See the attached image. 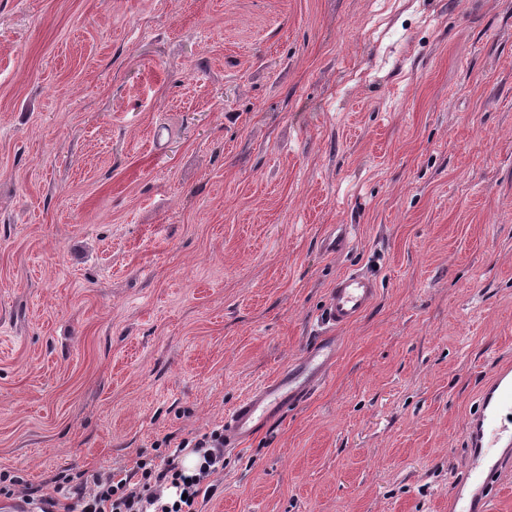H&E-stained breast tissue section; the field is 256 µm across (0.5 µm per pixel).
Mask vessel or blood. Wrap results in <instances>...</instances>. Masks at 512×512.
Listing matches in <instances>:
<instances>
[{
  "instance_id": "vessel-or-blood-1",
  "label": "vessel or blood",
  "mask_w": 512,
  "mask_h": 512,
  "mask_svg": "<svg viewBox=\"0 0 512 512\" xmlns=\"http://www.w3.org/2000/svg\"><path fill=\"white\" fill-rule=\"evenodd\" d=\"M377 296L375 280L363 272L338 277L322 320L345 327L358 319ZM333 356L330 343L317 344L296 369L287 370L240 400L224 417V445L238 447L262 424L296 403L321 378ZM467 465L453 487V512H489L498 474L512 466V372L501 371L480 393L466 429Z\"/></svg>"
}]
</instances>
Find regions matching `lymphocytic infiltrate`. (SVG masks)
<instances>
[{
  "label": "lymphocytic infiltrate",
  "mask_w": 512,
  "mask_h": 512,
  "mask_svg": "<svg viewBox=\"0 0 512 512\" xmlns=\"http://www.w3.org/2000/svg\"><path fill=\"white\" fill-rule=\"evenodd\" d=\"M181 446L200 459L193 474H185L178 455L172 454L157 465L138 461L140 483L98 471L70 486L64 497L46 494L33 504L37 512H71L76 505L81 512H197L199 496L212 489L211 476L224 468V434L216 430L183 440Z\"/></svg>",
  "instance_id": "obj_1"
}]
</instances>
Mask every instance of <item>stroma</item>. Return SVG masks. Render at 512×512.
<instances>
[{"label": "stroma", "mask_w": 512, "mask_h": 512, "mask_svg": "<svg viewBox=\"0 0 512 512\" xmlns=\"http://www.w3.org/2000/svg\"><path fill=\"white\" fill-rule=\"evenodd\" d=\"M356 270L375 302L324 326ZM324 337L200 512H450L512 368V0H0L15 492L222 429Z\"/></svg>", "instance_id": "35a3bbf8"}]
</instances>
